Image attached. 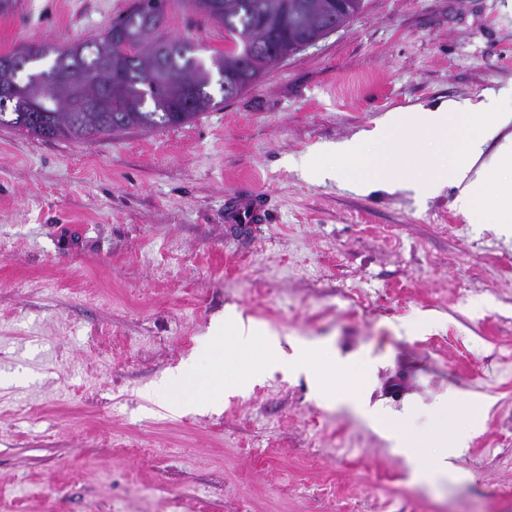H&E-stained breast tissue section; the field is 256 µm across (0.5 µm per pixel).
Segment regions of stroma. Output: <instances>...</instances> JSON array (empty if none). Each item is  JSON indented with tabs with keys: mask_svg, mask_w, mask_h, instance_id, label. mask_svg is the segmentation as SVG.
I'll return each mask as SVG.
<instances>
[{
	"mask_svg": "<svg viewBox=\"0 0 512 512\" xmlns=\"http://www.w3.org/2000/svg\"><path fill=\"white\" fill-rule=\"evenodd\" d=\"M129 0H24L0 52L93 39ZM165 31L224 48L170 6ZM512 99V0L364 11L188 125L92 141L0 126V512H512V234L459 191L357 192L295 162L387 112ZM267 199L266 224L225 203ZM366 366L363 406L274 371L160 404L216 318ZM448 406L468 444L413 481L376 422Z\"/></svg>",
	"mask_w": 512,
	"mask_h": 512,
	"instance_id": "1",
	"label": "stroma"
}]
</instances>
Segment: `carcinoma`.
Returning a JSON list of instances; mask_svg holds the SVG:
<instances>
[{
	"instance_id": "cac0c4a2",
	"label": "carcinoma",
	"mask_w": 512,
	"mask_h": 512,
	"mask_svg": "<svg viewBox=\"0 0 512 512\" xmlns=\"http://www.w3.org/2000/svg\"><path fill=\"white\" fill-rule=\"evenodd\" d=\"M213 17L197 14L224 30V50L206 62L187 52L178 69L163 80L148 76L156 55H168L191 40L164 33L171 0H131L129 8L89 42L64 49L33 43L0 53V62L24 54L22 72L0 68V86L22 100L36 93L43 112H7L0 125L41 139L87 141L130 128L154 130L181 126L238 96L265 78L280 61L299 53L297 44L320 27L329 11L348 23L365 8V0H220ZM53 57L47 68L30 64ZM244 74L247 82L232 91L229 76Z\"/></svg>"
}]
</instances>
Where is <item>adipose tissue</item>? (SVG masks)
I'll use <instances>...</instances> for the list:
<instances>
[{
	"mask_svg": "<svg viewBox=\"0 0 512 512\" xmlns=\"http://www.w3.org/2000/svg\"><path fill=\"white\" fill-rule=\"evenodd\" d=\"M512 122V106L491 100L479 107L450 100L433 108L399 110L386 113L370 139H352L330 147L340 161L357 162L361 172L354 178L357 188L373 191L395 184L396 172L402 171L412 189L424 192L440 184L460 187L459 200L469 210H479L485 223L512 227V135L500 137L503 126ZM500 144L492 157L484 148L492 139ZM437 160L430 175H423L427 157ZM230 338H223V331ZM215 328L202 351L211 355L214 365L206 383L211 389L209 407L224 402L223 366L241 362L239 381L260 376L278 365L281 351L277 337L264 335L254 324L231 318L229 329ZM317 392L322 398L355 404L361 391L360 368L350 362L337 367L335 357L327 352L316 358L300 355ZM344 370V383H337V370ZM389 439L400 448L413 477L420 478L447 469L446 454L429 455L428 447H463V436H449L447 429L425 427L420 414L386 423Z\"/></svg>",
	"mask_w": 512,
	"mask_h": 512,
	"instance_id": "ef3b65f1",
	"label": "adipose tissue"
}]
</instances>
